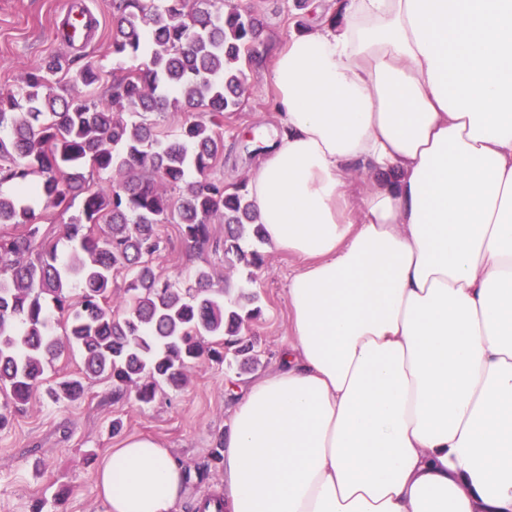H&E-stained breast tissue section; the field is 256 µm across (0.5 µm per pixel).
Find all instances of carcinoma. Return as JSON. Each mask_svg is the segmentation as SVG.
Masks as SVG:
<instances>
[{"instance_id":"obj_1","label":"carcinoma","mask_w":512,"mask_h":512,"mask_svg":"<svg viewBox=\"0 0 512 512\" xmlns=\"http://www.w3.org/2000/svg\"><path fill=\"white\" fill-rule=\"evenodd\" d=\"M112 10V55L139 64L113 76L107 99L76 92L98 81L93 65L73 70L58 57L34 66L17 91L0 94V130L8 131L0 137V184L16 185L15 193H0V224L14 227L0 235V427L9 406L29 402L66 345L80 351L83 376L59 382L57 401L80 399L83 378L94 377L110 381L115 397L148 404L162 386H182L188 364L204 356L258 365L241 336L260 315L257 293L226 305L231 288L215 287L206 269L182 291L153 262L166 249L158 225H180L202 251L218 222L224 256L263 266L254 247L264 242L262 225L247 184L211 177L224 159V113L241 106L243 66L262 22L224 0H112ZM63 69L71 89L60 93ZM129 107L139 121L125 118ZM166 112L187 113L173 139L159 137L148 119ZM87 162L117 179L94 183L82 172ZM183 183L177 200L162 191ZM26 196L52 214L78 206L65 223V259L47 243ZM115 272L126 275L121 316L112 309Z\"/></svg>"}]
</instances>
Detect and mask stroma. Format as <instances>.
Wrapping results in <instances>:
<instances>
[{"label":"stroma","mask_w":512,"mask_h":512,"mask_svg":"<svg viewBox=\"0 0 512 512\" xmlns=\"http://www.w3.org/2000/svg\"><path fill=\"white\" fill-rule=\"evenodd\" d=\"M237 2L261 20L263 33L252 62L244 67L242 107L224 116V163L214 175L228 184L249 180L265 157L266 142L257 137V129H282L272 108V50L295 29L320 21L311 0ZM80 3L98 16L100 28L83 49L72 51L55 39L65 0H0V93L17 91L36 62L63 54L80 65L94 64L100 75L94 94L106 95L121 66L112 56V0ZM159 232L167 249L155 270L178 287H189L196 268L203 267L214 278L228 279L232 290L259 294L262 313L242 330L254 343L258 367L244 371L201 359L189 368L183 387L163 388L147 405L113 399L111 383L101 379L87 381L83 399L57 402L51 389L82 367L79 352L65 349L46 369L30 403L0 429V512H31L39 501L44 512H107L96 484L99 466L112 450L136 436L158 440L192 473V494L177 512H189L196 497L222 486L223 470L212 451L218 436L230 430L234 402L229 388L248 385L275 367L290 339L288 279L301 263L261 245L264 267L253 280L246 268L225 259L223 225H212L210 243L201 252L187 246L179 225H160ZM116 421L122 425L117 433L112 430Z\"/></svg>","instance_id":"1"}]
</instances>
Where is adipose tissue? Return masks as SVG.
<instances>
[{"label": "adipose tissue", "mask_w": 512, "mask_h": 512, "mask_svg": "<svg viewBox=\"0 0 512 512\" xmlns=\"http://www.w3.org/2000/svg\"><path fill=\"white\" fill-rule=\"evenodd\" d=\"M249 195L299 258L291 340L234 399L226 512H512V0H335L273 58ZM108 512H174L148 437Z\"/></svg>", "instance_id": "adipose-tissue-1"}]
</instances>
